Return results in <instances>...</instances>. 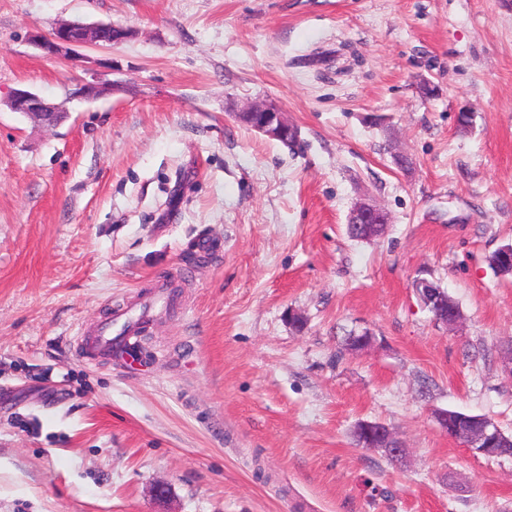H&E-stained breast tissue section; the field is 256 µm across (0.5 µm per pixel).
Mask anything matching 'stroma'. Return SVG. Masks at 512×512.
Returning <instances> with one entry per match:
<instances>
[{"label":"stroma","instance_id":"1","mask_svg":"<svg viewBox=\"0 0 512 512\" xmlns=\"http://www.w3.org/2000/svg\"><path fill=\"white\" fill-rule=\"evenodd\" d=\"M62 21L132 35L46 58L28 36ZM17 88L66 118L10 111ZM265 100L294 146L235 119ZM362 198L383 236L348 237ZM505 243L512 0H0V512H512V456L432 415L512 434ZM165 274L183 306L138 363L86 360L81 332ZM364 420L403 462L356 445ZM412 287L423 306L438 313L435 319L439 323L445 327H453L460 322L462 318L460 307L436 281L417 277L412 282ZM433 417L439 428L473 454L486 457L499 456L501 448L512 444V435L506 436L498 426H493L482 417L477 420L452 415L448 409H434ZM355 431L359 432L366 448L381 450L388 457H402L406 452L394 432L382 423L365 421Z\"/></svg>","mask_w":512,"mask_h":512}]
</instances>
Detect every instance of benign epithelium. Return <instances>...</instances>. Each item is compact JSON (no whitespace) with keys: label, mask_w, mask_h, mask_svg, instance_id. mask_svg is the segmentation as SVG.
<instances>
[{"label":"benign epithelium","mask_w":512,"mask_h":512,"mask_svg":"<svg viewBox=\"0 0 512 512\" xmlns=\"http://www.w3.org/2000/svg\"><path fill=\"white\" fill-rule=\"evenodd\" d=\"M128 35L127 29L110 23L64 22L48 33H31L29 41L47 57L77 58L79 49L83 47L110 46L125 40ZM105 90L106 85L103 83H86L68 93V96L92 99L104 94ZM5 104L13 112L48 123L58 121L66 112L64 105L49 104L37 93L26 89L12 92ZM235 116L242 124L273 140H283L293 131V127L284 119L281 108L272 101L249 104L235 113ZM347 224L361 229L362 238L373 239L384 234L390 224V217L383 208L364 199L352 207ZM412 287L423 306L437 313L436 320L439 323L453 327L460 322V307L436 281L418 277L412 282ZM433 417L443 432H451V438L474 454L498 456L501 448L512 444V435H505L499 427L481 417L467 420L440 408L433 411ZM356 431L366 447L380 450L388 457H401L405 452L402 442L382 423L365 421Z\"/></svg>","instance_id":"obj_1"}]
</instances>
